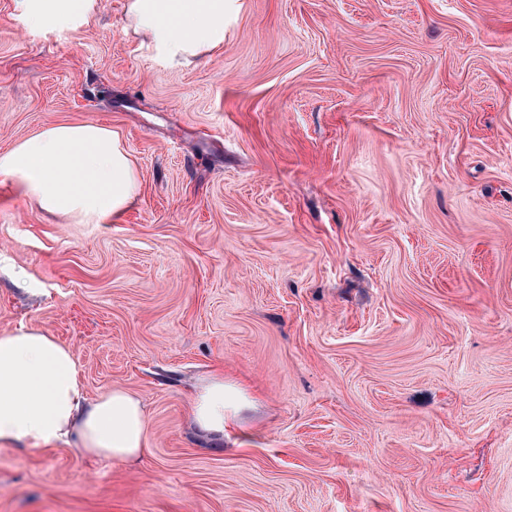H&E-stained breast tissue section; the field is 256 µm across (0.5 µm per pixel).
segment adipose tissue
Returning a JSON list of instances; mask_svg holds the SVG:
<instances>
[{"label":"adipose tissue","mask_w":512,"mask_h":512,"mask_svg":"<svg viewBox=\"0 0 512 512\" xmlns=\"http://www.w3.org/2000/svg\"><path fill=\"white\" fill-rule=\"evenodd\" d=\"M231 0H127L131 34L167 59L192 64L224 46ZM29 29L94 22L99 0H14ZM0 179L14 182L39 210L68 224H110L138 202L140 178L120 134L96 122L56 123L0 152ZM256 401L238 380L214 370L191 401L203 436L250 438L244 414ZM141 398L121 388L88 397L73 350L41 328L0 336V446L44 449L76 440L92 457L127 463L149 450Z\"/></svg>","instance_id":"ef3b65f1"}]
</instances>
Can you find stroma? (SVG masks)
I'll return each instance as SVG.
<instances>
[{
  "label": "stroma",
  "instance_id": "1",
  "mask_svg": "<svg viewBox=\"0 0 512 512\" xmlns=\"http://www.w3.org/2000/svg\"><path fill=\"white\" fill-rule=\"evenodd\" d=\"M125 24L0 0V151L99 122L141 183L63 224L0 180V335L141 396L150 450L0 446V512H512V0H236L189 66ZM217 366L245 444L191 423ZM14 6L29 29L43 32L89 26L100 10L99 0H14Z\"/></svg>",
  "mask_w": 512,
  "mask_h": 512
}]
</instances>
